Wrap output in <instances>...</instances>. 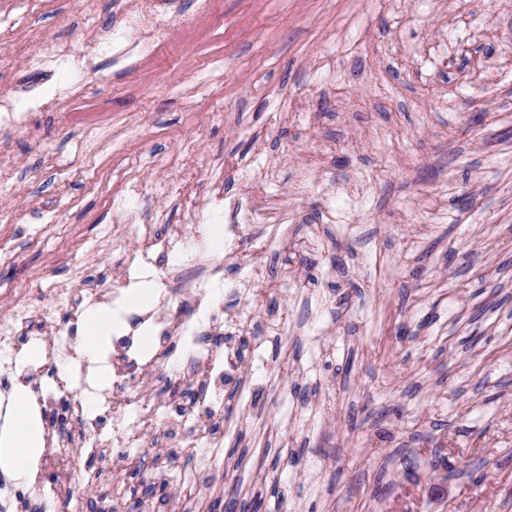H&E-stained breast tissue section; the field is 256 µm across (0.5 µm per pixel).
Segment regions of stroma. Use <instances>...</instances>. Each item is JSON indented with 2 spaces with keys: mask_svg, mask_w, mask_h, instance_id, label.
<instances>
[{
  "mask_svg": "<svg viewBox=\"0 0 512 512\" xmlns=\"http://www.w3.org/2000/svg\"><path fill=\"white\" fill-rule=\"evenodd\" d=\"M131 3L0 0V97L31 114L0 132V313L93 277L127 310L154 275L104 236L112 196L162 234L219 176L212 223L269 217L240 253L281 331L248 340L209 482L162 466L160 419L46 512H512V0H145L141 41ZM46 46L84 72L26 71Z\"/></svg>",
  "mask_w": 512,
  "mask_h": 512,
  "instance_id": "35a3bbf8",
  "label": "stroma"
}]
</instances>
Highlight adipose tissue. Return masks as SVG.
Segmentation results:
<instances>
[{
  "instance_id": "ef3b65f1",
  "label": "adipose tissue",
  "mask_w": 512,
  "mask_h": 512,
  "mask_svg": "<svg viewBox=\"0 0 512 512\" xmlns=\"http://www.w3.org/2000/svg\"><path fill=\"white\" fill-rule=\"evenodd\" d=\"M81 326V350L90 362H98L100 349L112 333V312L102 307L89 308ZM33 400L27 387L15 388L6 416L7 434L0 439V471L20 481L32 479L43 450L42 428L33 414Z\"/></svg>"
}]
</instances>
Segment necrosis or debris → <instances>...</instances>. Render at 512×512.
<instances>
[{
  "instance_id": "obj_1",
  "label": "necrosis or debris",
  "mask_w": 512,
  "mask_h": 512,
  "mask_svg": "<svg viewBox=\"0 0 512 512\" xmlns=\"http://www.w3.org/2000/svg\"><path fill=\"white\" fill-rule=\"evenodd\" d=\"M113 219L122 224L126 233L141 238L142 248L129 257L138 269H146L154 263L155 254L174 255L185 244V230L173 227L164 236H156L152 225L135 221L128 198L113 196ZM99 293H87L76 288H63L54 300L31 311L22 303L8 313L0 315V375L30 382L42 376V368L32 366L18 369L17 362L22 348L30 343L27 323L39 318L47 327L48 334L41 342L49 355H63L69 366L64 376H53L49 388L38 391L39 409L52 412L48 435L54 445L48 448L42 460V468H58L59 474L52 481H37L28 492H5L1 495L12 512H28L33 500L56 497L69 491L73 476L80 472V461L59 455V448L68 446L72 430L83 433V443L88 448H143L147 445L146 427L152 426L158 415H166L176 435L187 442L194 460L191 473L193 480L206 479L213 472V460L221 449L220 436L207 431L200 419L201 414H220L224 411V379L236 375L245 331H268L274 325L266 318L267 303L253 291L237 290V303L233 309H225L222 302L212 295L211 282L206 277H196L176 287L161 292L156 306L145 313L128 312L125 322L137 327L149 324L156 334V353L171 358L174 342L186 341L193 354L194 363L203 382L189 397L172 394L160 404L145 396L127 394L122 386L125 376L132 375L141 382L153 378L152 361L143 359L136 352V339L128 335L112 338L113 348L120 358L112 364V389L101 394L104 408L112 415V428L107 435L92 433L83 412V406L74 393V386L84 373L85 365L69 335L63 334L57 323L61 315L77 316L86 300H99Z\"/></svg>"
}]
</instances>
